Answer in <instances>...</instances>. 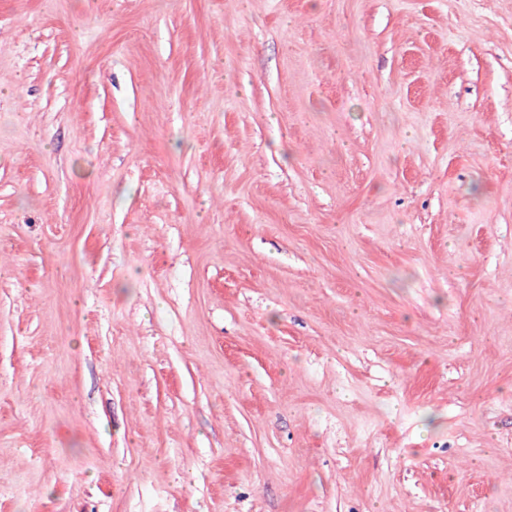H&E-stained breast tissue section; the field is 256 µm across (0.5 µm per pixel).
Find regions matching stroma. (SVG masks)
<instances>
[{"label": "stroma", "mask_w": 512, "mask_h": 512, "mask_svg": "<svg viewBox=\"0 0 512 512\" xmlns=\"http://www.w3.org/2000/svg\"><path fill=\"white\" fill-rule=\"evenodd\" d=\"M0 512H512V0H0Z\"/></svg>", "instance_id": "obj_1"}]
</instances>
